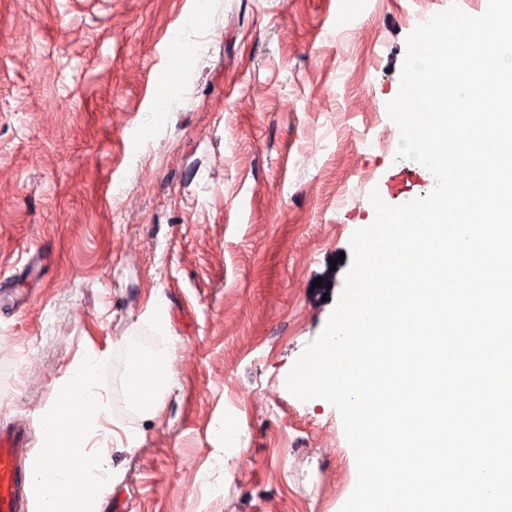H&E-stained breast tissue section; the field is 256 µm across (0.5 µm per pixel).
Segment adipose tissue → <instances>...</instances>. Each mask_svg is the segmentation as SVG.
<instances>
[{"instance_id": "obj_1", "label": "adipose tissue", "mask_w": 512, "mask_h": 512, "mask_svg": "<svg viewBox=\"0 0 512 512\" xmlns=\"http://www.w3.org/2000/svg\"><path fill=\"white\" fill-rule=\"evenodd\" d=\"M99 368L98 359H87L75 366L64 387L60 401L44 418L42 431L53 443L54 451H66L69 464L60 467L56 459L41 458L37 464L35 483L56 485L60 496L40 499L38 512H81L87 497V486L81 473L94 469L109 475L104 462L92 459L86 451L88 438L99 428L105 406L94 390ZM174 354L167 351L155 355L151 364L129 374L125 387L139 413L151 417L157 410L161 393L175 382Z\"/></svg>"}]
</instances>
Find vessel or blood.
<instances>
[{
    "label": "vessel or blood",
    "mask_w": 512,
    "mask_h": 512,
    "mask_svg": "<svg viewBox=\"0 0 512 512\" xmlns=\"http://www.w3.org/2000/svg\"><path fill=\"white\" fill-rule=\"evenodd\" d=\"M29 453L26 429L0 417V512H29Z\"/></svg>",
    "instance_id": "b4317fda"
}]
</instances>
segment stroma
<instances>
[{
	"mask_svg": "<svg viewBox=\"0 0 512 512\" xmlns=\"http://www.w3.org/2000/svg\"><path fill=\"white\" fill-rule=\"evenodd\" d=\"M454 3L476 12L0 0V409L39 447L70 368L103 360L91 444L113 477H89V512H341V414L286 378L345 287L371 191L398 206L435 187L397 159L387 104L408 36ZM133 349L176 355L151 418L125 398Z\"/></svg>",
	"mask_w": 512,
	"mask_h": 512,
	"instance_id": "35a3bbf8",
	"label": "stroma"
}]
</instances>
